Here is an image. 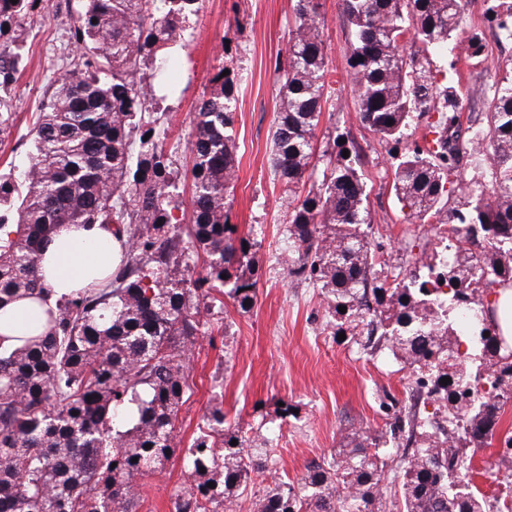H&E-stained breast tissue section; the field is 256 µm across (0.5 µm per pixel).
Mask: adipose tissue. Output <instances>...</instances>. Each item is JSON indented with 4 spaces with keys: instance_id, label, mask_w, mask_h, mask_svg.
Returning a JSON list of instances; mask_svg holds the SVG:
<instances>
[{
    "instance_id": "adipose-tissue-1",
    "label": "adipose tissue",
    "mask_w": 512,
    "mask_h": 512,
    "mask_svg": "<svg viewBox=\"0 0 512 512\" xmlns=\"http://www.w3.org/2000/svg\"><path fill=\"white\" fill-rule=\"evenodd\" d=\"M124 247L108 224L92 229L63 225L41 251L39 265L52 298L76 292L105 270H116ZM44 319L36 302L5 304L0 308V336H36Z\"/></svg>"
}]
</instances>
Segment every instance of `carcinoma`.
<instances>
[{
    "label": "carcinoma",
    "mask_w": 512,
    "mask_h": 512,
    "mask_svg": "<svg viewBox=\"0 0 512 512\" xmlns=\"http://www.w3.org/2000/svg\"><path fill=\"white\" fill-rule=\"evenodd\" d=\"M36 2L0 0V91L18 79L13 32ZM81 2L27 161L0 174V306L48 300L38 257L61 224L114 226L126 258L105 287L47 307L45 334L0 350V512H138L145 479L174 454L176 417L192 395L188 360L209 333L201 302L211 308L219 286L242 312L257 301L259 242L230 223L227 201L238 171L236 75L219 66L196 105L192 196L180 220L175 150L154 115L151 78L185 49L181 32L199 0ZM342 2L359 123L399 148L395 196L409 219L448 225L452 253L438 263L435 246L411 250L399 277L382 246L370 248L368 185L339 143L349 133L333 137L337 152L316 154L330 86L323 22L319 0H296L272 135L273 174L288 187L281 261L293 280L321 290L333 335L359 336L363 349L416 365L437 408L422 415L381 402L384 429L363 432L296 484L273 482L254 510L491 512L477 486L453 489L448 470L492 444L503 408L469 403L470 390L512 375V338L491 299L512 289V66L476 138L462 139L456 73L438 84L432 66L455 50L484 56L461 28L464 0ZM501 6L490 0L487 12L512 41V3L505 17ZM433 112L417 138L411 122ZM467 153L486 159L489 190L459 179ZM456 190L466 201L450 212ZM425 268L448 280V293L428 287ZM462 335L473 337L465 364L451 355ZM206 421L210 432L184 454L189 487L176 494L175 512H225L272 460L267 437L224 433L222 407ZM409 446L416 457L387 481V459Z\"/></svg>",
    "instance_id": "obj_1"
}]
</instances>
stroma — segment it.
Listing matches in <instances>:
<instances>
[{"instance_id": "35a3bbf8", "label": "stroma", "mask_w": 512, "mask_h": 512, "mask_svg": "<svg viewBox=\"0 0 512 512\" xmlns=\"http://www.w3.org/2000/svg\"><path fill=\"white\" fill-rule=\"evenodd\" d=\"M295 0H203L184 32L188 48L175 65V89L157 96V109L170 119L171 145L179 168L188 170L187 146L193 113L218 64L242 77L234 117L237 178L227 191L230 221L260 244L262 271L258 300L246 313L232 300L208 314L212 334L201 338L189 361L193 393L181 407L174 431L176 452L145 487L139 512H174L184 488L182 455L205 431V415L221 403L232 429L272 437L274 460L234 503V512H252L255 499L273 482H296L312 462L330 456L358 433L383 428L378 393L407 403L406 370L387 355L363 354L351 341L337 340L326 326L319 289L292 281L280 261L284 247L285 186L271 173V137L280 96L279 67L288 54ZM79 0H41L20 27L17 43L22 71L1 94L12 125L0 136V171L22 164L31 149V131L53 92V79L71 51V19ZM326 61L332 81L317 130L346 132L358 146V169L369 193L371 245L402 257L413 244H431L430 226L409 224L392 189L397 158L391 144L361 127L348 79L349 31L341 0H320ZM512 59V42L492 41L479 65L469 67L458 91L464 125H481L500 63ZM295 414L281 418V404Z\"/></svg>"}]
</instances>
